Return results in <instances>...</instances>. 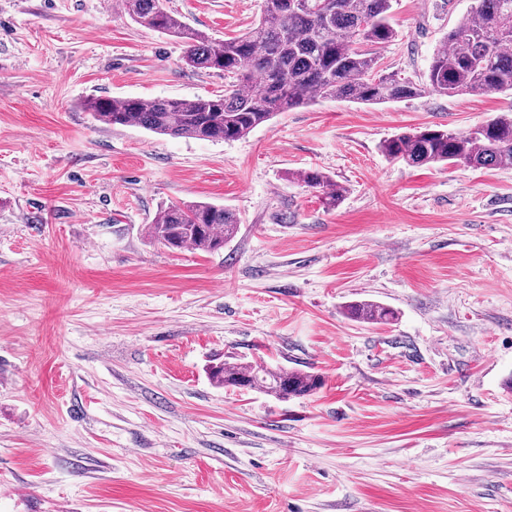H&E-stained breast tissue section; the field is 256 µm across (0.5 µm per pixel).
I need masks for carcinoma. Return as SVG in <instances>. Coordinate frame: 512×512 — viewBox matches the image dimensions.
Returning a JSON list of instances; mask_svg holds the SVG:
<instances>
[{
    "instance_id": "cac0c4a2",
    "label": "carcinoma",
    "mask_w": 512,
    "mask_h": 512,
    "mask_svg": "<svg viewBox=\"0 0 512 512\" xmlns=\"http://www.w3.org/2000/svg\"><path fill=\"white\" fill-rule=\"evenodd\" d=\"M258 22L246 33L217 40L169 13L163 0H124L142 27L182 40L186 64L224 74V94L184 99L91 97L85 111L108 126H137L178 138L224 141L243 137L286 112L319 99L382 104L424 95H489L512 91V0H476L444 37L424 79L383 74L375 48L393 41V0H262ZM381 152L411 166L460 164L470 168L512 166V113L505 112L464 133L425 127L383 141ZM321 193L329 208L345 189L310 169L298 174ZM237 216L206 202L161 208L148 236L168 248L212 253L238 232ZM355 320L387 323L394 312L360 301L347 307ZM216 385L263 388L285 400L311 395L320 375L261 364L219 362L207 367Z\"/></svg>"
}]
</instances>
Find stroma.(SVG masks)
I'll return each mask as SVG.
<instances>
[{
	"label": "stroma",
	"mask_w": 512,
	"mask_h": 512,
	"mask_svg": "<svg viewBox=\"0 0 512 512\" xmlns=\"http://www.w3.org/2000/svg\"><path fill=\"white\" fill-rule=\"evenodd\" d=\"M473 4L396 0L384 70L419 81ZM166 7L222 39L262 0ZM185 52L116 0H0V512H512V166L380 151L512 94L324 100L219 142L83 109L223 94ZM189 202L237 214L223 250L150 240ZM355 301L395 318L350 319ZM212 359L324 384L220 387ZM297 177L309 188L321 193L324 203L328 208L338 206L345 193V189L338 185L330 176L317 169L303 171Z\"/></svg>",
	"instance_id": "35a3bbf8"
}]
</instances>
